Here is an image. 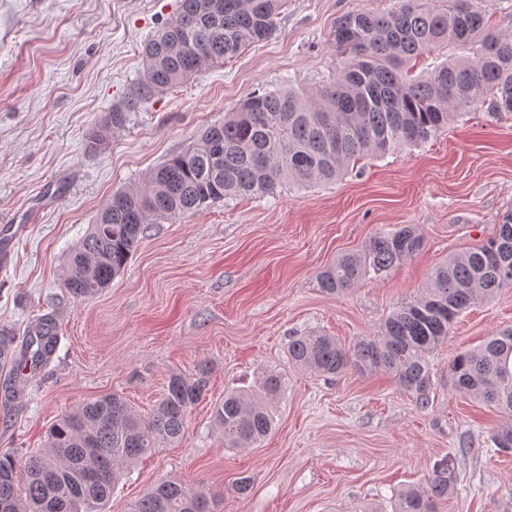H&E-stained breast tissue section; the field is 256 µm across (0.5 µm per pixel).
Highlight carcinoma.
<instances>
[{"mask_svg": "<svg viewBox=\"0 0 512 512\" xmlns=\"http://www.w3.org/2000/svg\"><path fill=\"white\" fill-rule=\"evenodd\" d=\"M286 2L223 0L222 11L212 17L203 0H179L176 15L145 42L143 69L128 96L87 135V152L101 148L141 104L270 38ZM442 2L433 7L428 0H396L385 12L339 16L329 38L340 63L330 79L311 93L252 92L225 113L224 122L201 131L188 150L141 183L114 192L73 248L64 287L75 298L109 287L126 269L150 222L241 195H272L286 182L334 181L360 160L422 145L471 108L512 113V37L489 26L470 0ZM448 48L453 53L445 61L425 75L415 74L421 57ZM422 248L423 237L412 224L381 233L321 271V289L341 294ZM511 287L510 208L494 236L437 266L423 292L398 305L377 337L346 347L315 332L288 343V360L322 375L384 370L423 402L430 387V354L448 340L467 308ZM55 346L49 318L19 348L1 329L0 369L36 367ZM210 374L205 364L190 376L171 373L157 408L145 419L123 397L103 395L54 423L45 451L23 461L1 456L0 512H105L128 464L183 438L188 413L208 391ZM449 375L459 393L512 416V330L458 353ZM279 385L271 374L257 388L228 391L215 404L214 423L224 447H252L271 432L266 401ZM455 483L452 460H437L424 486L397 493L395 512H436ZM131 512H214L213 497L203 485L163 480Z\"/></svg>", "mask_w": 512, "mask_h": 512, "instance_id": "carcinoma-1", "label": "carcinoma"}]
</instances>
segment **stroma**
<instances>
[{
	"mask_svg": "<svg viewBox=\"0 0 512 512\" xmlns=\"http://www.w3.org/2000/svg\"><path fill=\"white\" fill-rule=\"evenodd\" d=\"M392 4L288 0L271 38L142 104L91 156L86 133L127 96L145 40L177 0H0V243L13 250L0 271V328L22 341L49 316L59 336L46 365L0 371L1 455L46 448L53 423L104 394L148 415L171 372L205 362L209 390L182 442L126 469L106 512H130L162 479L205 484L217 512H394L398 490L424 484L446 456L458 482L439 512H512V452L491 441L512 418L464 398L448 374L456 354L512 328V288L465 311L430 355L425 406L383 371L327 376L288 361L290 340L313 331L345 344L378 336L434 267L496 233L512 207V114L471 111L333 182L148 225L108 288L76 300L63 286L70 250L114 191L184 152L248 94L316 89L337 63L334 21ZM13 224L24 227L15 240ZM403 224L422 234L419 253L343 294L322 292V270ZM268 373L281 380L272 433L226 448L215 404ZM243 476L252 482L242 494Z\"/></svg>",
	"mask_w": 512,
	"mask_h": 512,
	"instance_id": "stroma-1",
	"label": "stroma"
}]
</instances>
